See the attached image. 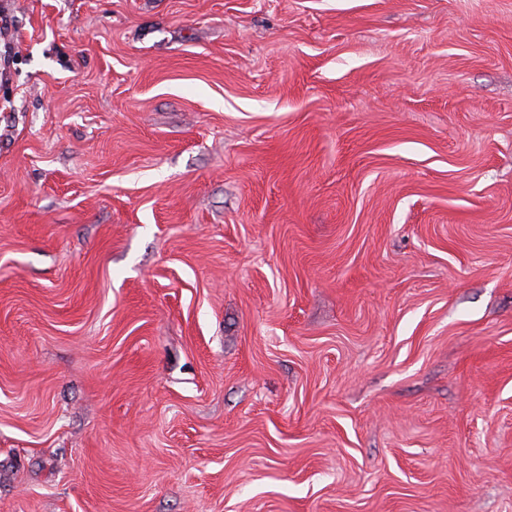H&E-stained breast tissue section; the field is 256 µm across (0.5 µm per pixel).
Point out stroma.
<instances>
[{
    "instance_id": "1",
    "label": "stroma",
    "mask_w": 512,
    "mask_h": 512,
    "mask_svg": "<svg viewBox=\"0 0 512 512\" xmlns=\"http://www.w3.org/2000/svg\"><path fill=\"white\" fill-rule=\"evenodd\" d=\"M0 512H512V0H0Z\"/></svg>"
}]
</instances>
